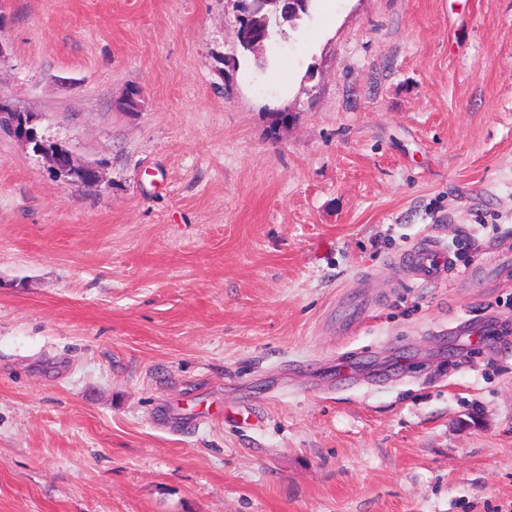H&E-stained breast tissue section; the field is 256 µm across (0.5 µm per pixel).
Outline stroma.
<instances>
[{"label": "stroma", "instance_id": "35a3bbf8", "mask_svg": "<svg viewBox=\"0 0 512 512\" xmlns=\"http://www.w3.org/2000/svg\"><path fill=\"white\" fill-rule=\"evenodd\" d=\"M236 17L0 0V512H512V0ZM315 0H240V11L244 15L245 23L240 29L238 47L243 52H254L252 48L256 31L265 30L267 42L276 40L277 35L283 34L279 29L280 19L292 23L309 16ZM273 20L275 24L273 23ZM286 20V21H285ZM279 21V26H278ZM246 24V26H245ZM254 47L256 50L265 47L264 39L258 40ZM26 121L24 120V124H22V129L17 131L18 133L24 132V138L29 144L33 145V151L41 154H46L48 157V161L52 162V166L62 175H76L80 174L84 177L82 181H76L80 184H84L87 186H96L101 181L100 172L93 165H85L78 164L74 161L71 155L64 152L63 150L53 149L51 147H47V145L39 140L37 135L32 131H29L24 128ZM24 129V130H23ZM402 262L414 279L435 282L447 274L451 257L444 246L430 243L412 248Z\"/></svg>", "mask_w": 512, "mask_h": 512}]
</instances>
